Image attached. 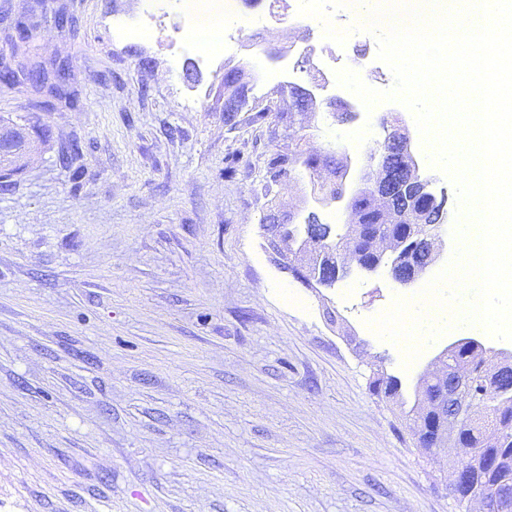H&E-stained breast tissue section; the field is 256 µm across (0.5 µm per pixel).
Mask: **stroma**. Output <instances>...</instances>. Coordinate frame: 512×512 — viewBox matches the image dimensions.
Returning a JSON list of instances; mask_svg holds the SVG:
<instances>
[{
  "instance_id": "1",
  "label": "stroma",
  "mask_w": 512,
  "mask_h": 512,
  "mask_svg": "<svg viewBox=\"0 0 512 512\" xmlns=\"http://www.w3.org/2000/svg\"><path fill=\"white\" fill-rule=\"evenodd\" d=\"M145 4L0 0V59L14 62L7 35L26 18L29 57L68 64L79 100L0 84V116L48 129L0 179V512H478L449 486L455 448L427 456L405 423L447 334L408 364L369 325L418 287L383 271L318 296L271 261L260 229L273 209L348 221L345 203L316 208L303 166L270 179L280 150L349 158L351 194L398 113L433 172L412 113L379 107L365 141L349 89L352 119L321 99L297 111L253 66L287 52L285 18L244 30L221 68L189 57L171 72L158 34L112 37ZM234 67L260 109L230 118ZM378 369L401 380L402 404L372 395Z\"/></svg>"
}]
</instances>
